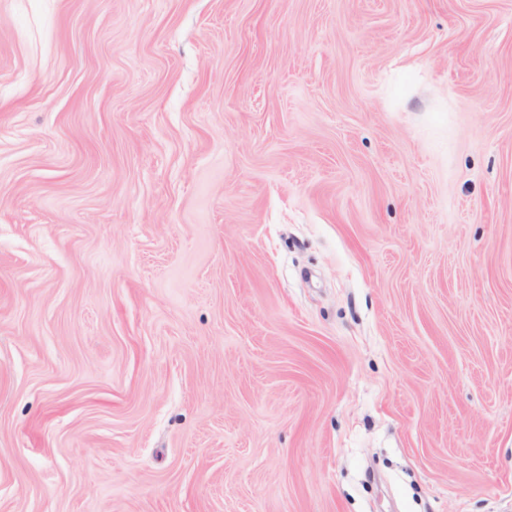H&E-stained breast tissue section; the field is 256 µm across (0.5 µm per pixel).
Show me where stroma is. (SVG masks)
I'll return each mask as SVG.
<instances>
[{
    "mask_svg": "<svg viewBox=\"0 0 512 512\" xmlns=\"http://www.w3.org/2000/svg\"><path fill=\"white\" fill-rule=\"evenodd\" d=\"M0 512H512V0H0Z\"/></svg>",
    "mask_w": 512,
    "mask_h": 512,
    "instance_id": "35a3bbf8",
    "label": "stroma"
}]
</instances>
